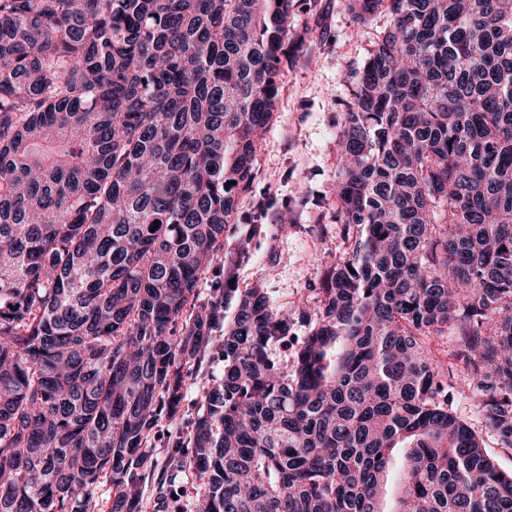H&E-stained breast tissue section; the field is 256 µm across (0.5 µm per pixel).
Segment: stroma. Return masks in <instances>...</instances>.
Returning a JSON list of instances; mask_svg holds the SVG:
<instances>
[{
  "label": "stroma",
  "instance_id": "35a3bbf8",
  "mask_svg": "<svg viewBox=\"0 0 512 512\" xmlns=\"http://www.w3.org/2000/svg\"><path fill=\"white\" fill-rule=\"evenodd\" d=\"M390 23V14L382 12L369 25L357 24L347 0H290L288 56L280 63L274 118L257 145L251 187L239 199L214 266L198 284L204 304L215 299L229 276L237 290L263 284L272 304L297 311L287 343L272 352L281 362L293 359L307 335L308 317L320 305L324 269L343 248L344 227L336 221L343 103L352 75ZM251 224L260 225L261 233L240 251ZM223 375L221 350L209 345L184 387L177 415L156 430L152 454L157 468L167 463L170 441L191 432L204 410L205 388ZM462 380L458 374L451 381L452 411L481 436L501 468L512 471V450L487 429L477 398L460 390Z\"/></svg>",
  "mask_w": 512,
  "mask_h": 512
}]
</instances>
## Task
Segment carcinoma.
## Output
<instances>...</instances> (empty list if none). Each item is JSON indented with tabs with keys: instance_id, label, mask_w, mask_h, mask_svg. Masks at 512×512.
I'll list each match as a JSON object with an SVG mask.
<instances>
[{
	"instance_id": "obj_1",
	"label": "carcinoma",
	"mask_w": 512,
	"mask_h": 512,
	"mask_svg": "<svg viewBox=\"0 0 512 512\" xmlns=\"http://www.w3.org/2000/svg\"><path fill=\"white\" fill-rule=\"evenodd\" d=\"M290 0H0V512H140L150 438L224 320L171 462L196 512H512L429 339L512 448V0H348L393 23L340 134L346 254L291 364L265 288L197 300L254 177ZM233 185H228V182ZM159 225H154V221ZM198 474L196 470L186 469L182 472H175V474L172 475H177V486H179V489L182 488L185 491V496L181 498L180 502L184 508V512H195L193 504L196 500V493L200 485Z\"/></svg>"
}]
</instances>
